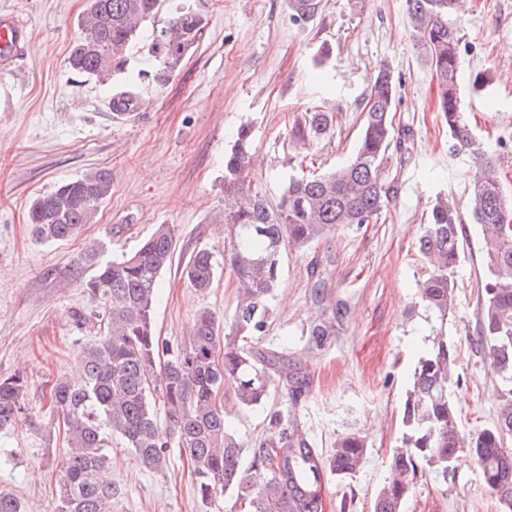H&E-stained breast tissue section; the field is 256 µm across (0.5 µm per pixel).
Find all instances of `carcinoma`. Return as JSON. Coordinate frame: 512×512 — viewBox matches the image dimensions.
Here are the masks:
<instances>
[{
    "instance_id": "obj_1",
    "label": "carcinoma",
    "mask_w": 512,
    "mask_h": 512,
    "mask_svg": "<svg viewBox=\"0 0 512 512\" xmlns=\"http://www.w3.org/2000/svg\"><path fill=\"white\" fill-rule=\"evenodd\" d=\"M166 0H87L79 20L80 38L69 51V69L108 85L126 72L132 48L155 24ZM322 0H288L298 23L314 19ZM416 47L434 66L441 88L439 112L450 134L449 153L473 160L469 209L482 231L487 278L477 313L481 339L500 385L496 419L464 442L454 402L456 346L441 331L430 337L410 375L401 410L400 449L390 458L392 480L377 494L374 512H402L419 480L448 478L457 455L468 451L483 472L500 512H512V200L504 194L491 154L464 121L459 94L460 0H405ZM202 18L175 11L154 28L148 53L156 61L154 80L164 84L195 46ZM399 79L388 63L378 66L361 109L363 122L351 160L313 178H292L275 203L252 184V131L241 126L224 155V224L229 248L197 250L182 268L188 285L201 295L213 287L227 261L238 288L230 317L220 320L204 307L191 320L189 338L174 346L155 330L161 276L172 265L175 229L159 224L139 247L102 260L107 243L89 246L80 262L94 268L83 283L103 309L97 339L79 350L81 375L49 385L51 413L63 420L67 448L58 469L57 512H112L118 488L109 477L112 441L121 440L147 470L162 474L172 445L187 453L201 508L228 495L236 512H324L327 475L353 477L363 466L367 441L352 432L336 441L324 459L296 420L275 413L269 433L244 462L246 443L224 420L217 396L232 388L239 405L256 409L285 382L296 395L307 385L297 364L277 350L249 340L264 332L269 305L281 275L286 249L318 242L340 225L368 224L389 202L385 172L395 141L393 115ZM335 122L331 112H310L297 127L300 137L318 138ZM112 196V171L91 170L39 195L28 219L42 242L78 238L96 223ZM462 215L441 198L418 237L429 268L419 280L418 299L446 324L456 290L461 257ZM332 318L309 331L323 345L334 334ZM27 379L0 376V432L24 414ZM165 409L160 424L156 402ZM0 512H25L21 501L0 489Z\"/></svg>"
}]
</instances>
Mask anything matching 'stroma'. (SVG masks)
Segmentation results:
<instances>
[{
	"mask_svg": "<svg viewBox=\"0 0 512 512\" xmlns=\"http://www.w3.org/2000/svg\"><path fill=\"white\" fill-rule=\"evenodd\" d=\"M199 13L203 31L169 81L154 84L147 50L134 52L122 79L101 87L73 73L66 58L80 35L86 0H0L30 29L27 62L0 72V375L22 373L27 411L0 436L15 453L0 470V488L26 512H54L57 464L64 433L48 428L45 382L76 377L77 351L94 340L101 308L76 279L80 255L95 241L108 252L131 251L160 224L175 228L176 250L156 305L157 332L181 343L194 311L227 317L237 303L229 268L213 288L196 294L181 276L200 247L223 249L215 219L224 211V155L243 124L253 130V177L277 200L290 177L312 176L347 163L361 129V107L380 62L401 77L393 119L403 147L392 153L387 179L395 194L376 222L342 225L301 252L284 251L260 347L286 349L309 378L300 397L287 386L266 408L246 410L232 390L219 398L224 418L257 447L268 414L297 420L322 454L357 432L368 452L359 472L329 477L325 512H373L399 445L400 413L410 372L427 345L432 323L418 302L426 272L418 236L438 197L458 206L469 197L468 155L448 154V127L438 112L433 67L414 45L405 0H323L319 16L298 25L288 0H171ZM460 92L475 137L499 161L503 191L512 198V0H467L458 22ZM487 72L488 88L473 93L470 78ZM144 91L140 111L114 119L107 100ZM336 115L329 133L294 138L306 113ZM95 168L112 171V197L97 223L75 240L45 244L28 224L31 201ZM479 225L464 223L455 305L446 334L459 352L455 389L462 434L490 424L500 407L496 377L480 340L478 288L486 278ZM329 270L323 292L312 266ZM342 301L336 334L313 349L309 330L327 302ZM84 325H76L74 313ZM113 512H200L186 457L172 449L164 474L144 470L120 442L112 444ZM403 512H496L495 498L469 453L447 481L423 477Z\"/></svg>",
	"mask_w": 512,
	"mask_h": 512,
	"instance_id": "obj_1",
	"label": "stroma"
}]
</instances>
